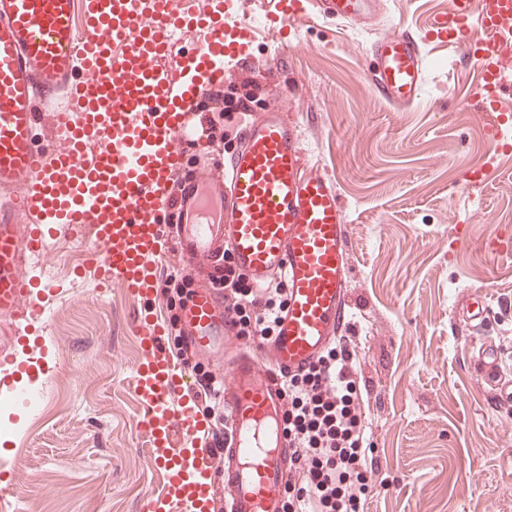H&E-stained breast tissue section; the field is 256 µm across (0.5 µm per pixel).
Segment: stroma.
Listing matches in <instances>:
<instances>
[{"instance_id": "35a3bbf8", "label": "stroma", "mask_w": 512, "mask_h": 512, "mask_svg": "<svg viewBox=\"0 0 512 512\" xmlns=\"http://www.w3.org/2000/svg\"><path fill=\"white\" fill-rule=\"evenodd\" d=\"M447 6L386 0L371 28L308 15L282 34L263 22V0H237L235 19L254 32V68L287 51L286 89L271 93L228 64L199 114L229 154L251 115L287 112L309 168L336 180L349 216L350 327L379 463L364 512H512V411L471 369L473 341L456 315L477 289L502 304L490 337L512 374V253L490 247L512 239V152L497 149L477 110L480 72L456 65L453 43L425 45L412 110L394 111L363 73L382 32H424ZM32 269L61 290L45 314L55 351L34 380L42 413L0 412V499L10 512H147L163 476L133 387L134 324L145 311L171 319L187 296L162 291L148 301L102 287L74 234L50 241Z\"/></svg>"}]
</instances>
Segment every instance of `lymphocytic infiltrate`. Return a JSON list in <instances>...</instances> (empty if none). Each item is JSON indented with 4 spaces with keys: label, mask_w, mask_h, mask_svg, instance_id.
<instances>
[{
    "label": "lymphocytic infiltrate",
    "mask_w": 512,
    "mask_h": 512,
    "mask_svg": "<svg viewBox=\"0 0 512 512\" xmlns=\"http://www.w3.org/2000/svg\"><path fill=\"white\" fill-rule=\"evenodd\" d=\"M224 308L239 337H269L288 303L284 279L248 286L224 265ZM284 419L295 450L285 512H362L377 461L366 423L370 407L356 364V339L339 336L309 369L284 381Z\"/></svg>",
    "instance_id": "1"
}]
</instances>
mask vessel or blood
<instances>
[{
	"label": "vessel or blood",
	"mask_w": 512,
	"mask_h": 512,
	"mask_svg": "<svg viewBox=\"0 0 512 512\" xmlns=\"http://www.w3.org/2000/svg\"><path fill=\"white\" fill-rule=\"evenodd\" d=\"M265 18L281 29L309 12L363 23L381 0H273ZM234 0L202 9L198 0H0V319L33 324L56 287L23 272L53 230L81 235L103 281L150 299L157 292L160 219H175L174 248L208 286L182 312V333L196 352L223 345L235 329L224 310L217 272L231 255L247 284L283 275L288 304L270 339L253 337L229 359L218 389L227 429L214 449L197 447L207 426L190 404L200 384L164 347L167 329L147 313L136 321L142 356L135 387L143 425L164 475L150 512H214L216 484L225 512H283L294 457L285 434L282 387L308 369L349 323L348 215L335 180L303 169L296 125L269 110L249 122L224 172L188 169L181 146L202 142L195 121L203 95L223 84L225 64L249 63L251 28L224 21ZM476 19L492 36L474 45L460 34ZM204 32L185 56L183 80L165 62L174 35ZM454 39L462 62H479V109L495 127L512 121L501 109L505 63H512V0H448L426 36L394 29L371 45L365 76L392 107L419 99L425 80V37ZM53 114L49 138L36 131V106ZM99 144L88 154L89 144ZM494 307L477 292L461 314L479 333ZM0 395L18 393L24 370L14 345L0 347ZM474 371L492 380L497 406H512V378L496 347L482 343ZM222 460L213 477L214 460Z\"/></svg>",
	"instance_id": "vessel-or-blood-1"
}]
</instances>
